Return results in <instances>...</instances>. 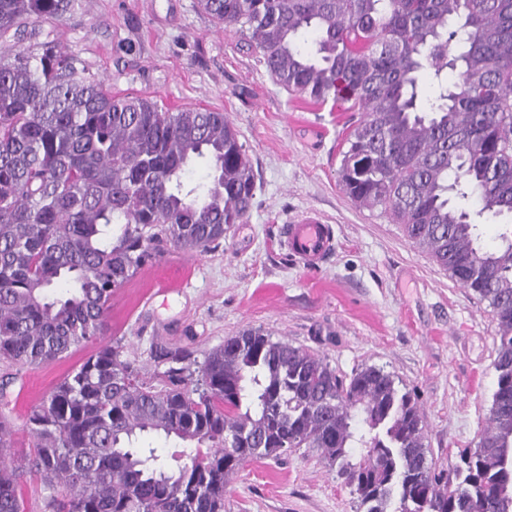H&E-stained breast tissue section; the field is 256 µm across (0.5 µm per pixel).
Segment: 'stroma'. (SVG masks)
I'll list each match as a JSON object with an SVG mask.
<instances>
[{"mask_svg": "<svg viewBox=\"0 0 512 512\" xmlns=\"http://www.w3.org/2000/svg\"><path fill=\"white\" fill-rule=\"evenodd\" d=\"M47 29L113 95L224 112L256 176L248 215L223 240L191 255L170 251L115 291L108 335L125 357L150 374L162 349L184 348L200 361L225 337L259 328L319 352L340 373H390L416 397L436 465L475 447L495 390L493 311L381 209L344 193L345 138L358 118L348 103L288 94L196 0H79ZM305 209L337 239L317 271L280 248L282 220ZM85 355L40 367L0 362V414L14 425L18 457L31 452L26 414ZM224 512H357V501L316 450L295 448L246 463Z\"/></svg>", "mask_w": 512, "mask_h": 512, "instance_id": "35a3bbf8", "label": "stroma"}]
</instances>
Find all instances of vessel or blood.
Here are the masks:
<instances>
[{"label": "vessel or blood", "mask_w": 512, "mask_h": 512, "mask_svg": "<svg viewBox=\"0 0 512 512\" xmlns=\"http://www.w3.org/2000/svg\"><path fill=\"white\" fill-rule=\"evenodd\" d=\"M281 244L298 264L316 270L333 250L334 235L318 217L304 215L283 225Z\"/></svg>", "instance_id": "vessel-or-blood-1"}]
</instances>
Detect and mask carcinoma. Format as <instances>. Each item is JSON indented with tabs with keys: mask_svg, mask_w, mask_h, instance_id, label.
<instances>
[{
	"mask_svg": "<svg viewBox=\"0 0 512 512\" xmlns=\"http://www.w3.org/2000/svg\"><path fill=\"white\" fill-rule=\"evenodd\" d=\"M75 2L0 0V360L39 367L95 345L27 413L26 465L0 423V512H26L25 472L51 512H224L245 463L291 448L316 449L365 512H512V234L485 246L454 201L512 216V0H197L288 93L351 103L345 194L492 308V402L448 469L428 462L418 401L381 369L343 375L247 329L196 370L192 353L167 351L147 377L104 340L117 288L172 249L224 239L255 175L224 113L114 96L40 39ZM426 71L437 90L423 107ZM198 164L203 183L189 180ZM155 435L206 452L188 468L142 445Z\"/></svg>",
	"mask_w": 512,
	"mask_h": 512,
	"instance_id": "obj_1",
	"label": "carcinoma"
}]
</instances>
